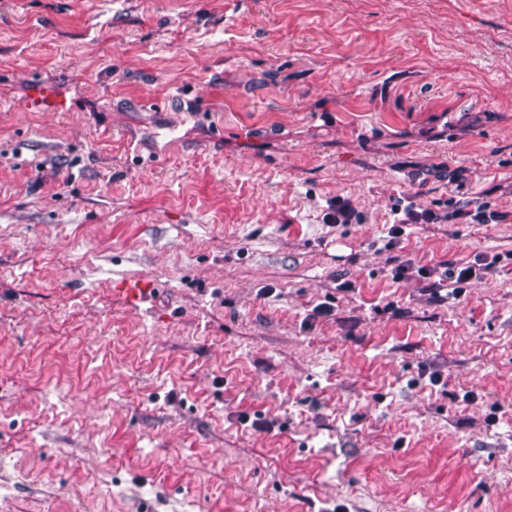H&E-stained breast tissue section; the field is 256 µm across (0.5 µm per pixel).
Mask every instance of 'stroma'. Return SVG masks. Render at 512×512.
I'll use <instances>...</instances> for the list:
<instances>
[{
    "label": "stroma",
    "instance_id": "35a3bbf8",
    "mask_svg": "<svg viewBox=\"0 0 512 512\" xmlns=\"http://www.w3.org/2000/svg\"><path fill=\"white\" fill-rule=\"evenodd\" d=\"M0 512H512V0H0ZM25 107L30 112H47L65 107V102L52 96L42 85H38L27 100ZM403 213V216H399ZM397 217L387 226L388 247H397L406 235L409 224H449L458 220H471L472 224H499L507 218L506 213L491 209L488 202L475 203L473 208H461L447 213L432 210L416 211L412 206L395 213ZM484 259L482 263H448L444 271L438 273L436 266H420L417 268V276L425 282V289L434 298H441V291L451 288L452 296L459 297L463 292L464 285L468 284L473 278H482L493 276L498 273L495 267L496 258L491 261ZM438 277V279H436ZM114 289L130 307H140L154 290L153 281L146 277L123 279Z\"/></svg>",
    "mask_w": 512,
    "mask_h": 512
}]
</instances>
